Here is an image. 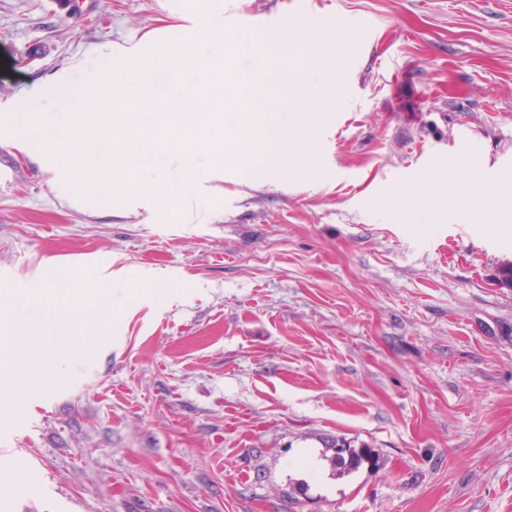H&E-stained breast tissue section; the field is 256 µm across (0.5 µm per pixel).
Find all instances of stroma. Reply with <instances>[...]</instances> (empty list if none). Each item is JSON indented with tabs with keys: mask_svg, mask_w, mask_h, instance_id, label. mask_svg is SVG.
<instances>
[{
	"mask_svg": "<svg viewBox=\"0 0 512 512\" xmlns=\"http://www.w3.org/2000/svg\"><path fill=\"white\" fill-rule=\"evenodd\" d=\"M223 3L273 53L281 110L311 53L292 31L356 51L334 108L287 132L308 156L271 140L163 221L71 205L0 141V353L73 346L21 407L0 396V463L23 478H0V512H512V235L404 204L473 172L512 196V0ZM180 14L0 0V110ZM338 443L375 464L336 474Z\"/></svg>",
	"mask_w": 512,
	"mask_h": 512,
	"instance_id": "obj_1",
	"label": "stroma"
}]
</instances>
